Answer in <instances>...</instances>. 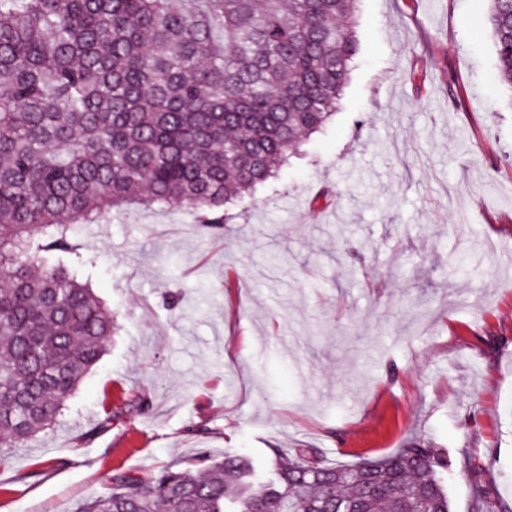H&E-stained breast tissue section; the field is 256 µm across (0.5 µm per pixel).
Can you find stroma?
Wrapping results in <instances>:
<instances>
[{
    "instance_id": "1",
    "label": "stroma",
    "mask_w": 512,
    "mask_h": 512,
    "mask_svg": "<svg viewBox=\"0 0 512 512\" xmlns=\"http://www.w3.org/2000/svg\"><path fill=\"white\" fill-rule=\"evenodd\" d=\"M487 13L358 0L335 116L222 230L189 209L81 229L118 327L0 465V512H74L202 451L264 477L274 446L355 464L423 444L455 465L450 512L512 499V89Z\"/></svg>"
}]
</instances>
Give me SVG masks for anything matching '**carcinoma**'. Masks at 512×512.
Listing matches in <instances>:
<instances>
[{"label":"carcinoma","instance_id":"obj_1","mask_svg":"<svg viewBox=\"0 0 512 512\" xmlns=\"http://www.w3.org/2000/svg\"><path fill=\"white\" fill-rule=\"evenodd\" d=\"M355 0H0V464L53 428L115 329L75 226L135 207L224 205L275 176L336 112ZM512 87V0H488ZM112 475L76 512H449L425 445L327 463L274 449Z\"/></svg>","mask_w":512,"mask_h":512}]
</instances>
